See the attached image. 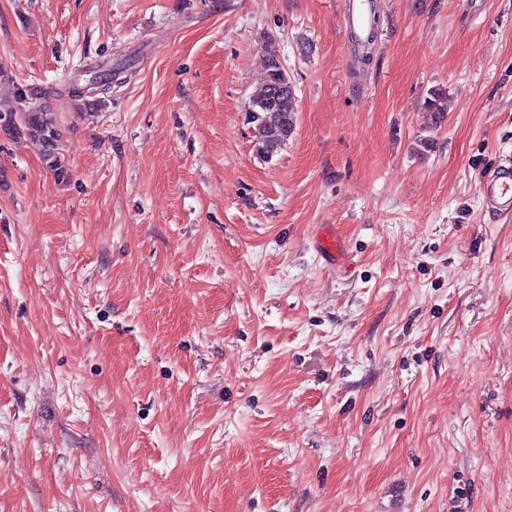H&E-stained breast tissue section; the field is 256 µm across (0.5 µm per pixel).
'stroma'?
<instances>
[{"instance_id":"obj_1","label":"stroma","mask_w":512,"mask_h":512,"mask_svg":"<svg viewBox=\"0 0 512 512\" xmlns=\"http://www.w3.org/2000/svg\"><path fill=\"white\" fill-rule=\"evenodd\" d=\"M349 2L0 0V512H512V0ZM245 112L253 125L258 154L271 159L287 144L297 122L294 86L276 55L268 57L262 88ZM34 93L26 85H16L15 101L21 107L0 106V131L13 132L22 123L40 145L43 160L47 168L58 180L69 177V169L59 152L60 133L56 126L53 113L48 110L31 106ZM29 104V105H28ZM487 209L494 216L512 214V162L498 166L481 184ZM327 226L316 236L314 245L316 250L326 259L336 261V257L342 252V246L332 229V224Z\"/></svg>"}]
</instances>
